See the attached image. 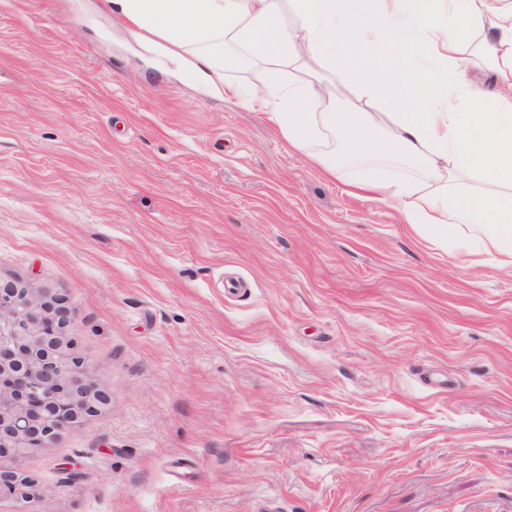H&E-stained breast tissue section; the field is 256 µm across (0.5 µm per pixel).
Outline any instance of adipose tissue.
<instances>
[{
	"label": "adipose tissue",
	"instance_id": "adipose-tissue-1",
	"mask_svg": "<svg viewBox=\"0 0 512 512\" xmlns=\"http://www.w3.org/2000/svg\"><path fill=\"white\" fill-rule=\"evenodd\" d=\"M139 35L225 101L264 113L289 149L331 178L354 159L347 184L392 204L420 236L512 263V0H108ZM260 82L227 79L239 60ZM318 62L329 80L308 75ZM497 90L473 100L476 65ZM378 113L332 110L335 78ZM440 94L407 111L423 83ZM418 167L381 174L374 160Z\"/></svg>",
	"mask_w": 512,
	"mask_h": 512
}]
</instances>
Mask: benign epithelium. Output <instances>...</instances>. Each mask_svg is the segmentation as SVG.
<instances>
[{"instance_id":"7a95c632","label":"benign epithelium","mask_w":512,"mask_h":512,"mask_svg":"<svg viewBox=\"0 0 512 512\" xmlns=\"http://www.w3.org/2000/svg\"><path fill=\"white\" fill-rule=\"evenodd\" d=\"M70 319L62 295L0 281V458L11 461L0 464L3 497H28L22 463L112 400L73 354Z\"/></svg>"}]
</instances>
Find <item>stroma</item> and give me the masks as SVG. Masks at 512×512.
<instances>
[{
	"label": "stroma",
	"instance_id": "obj_1",
	"mask_svg": "<svg viewBox=\"0 0 512 512\" xmlns=\"http://www.w3.org/2000/svg\"><path fill=\"white\" fill-rule=\"evenodd\" d=\"M0 279L109 406L0 512H512V265L419 236L106 0H0Z\"/></svg>",
	"mask_w": 512,
	"mask_h": 512
}]
</instances>
